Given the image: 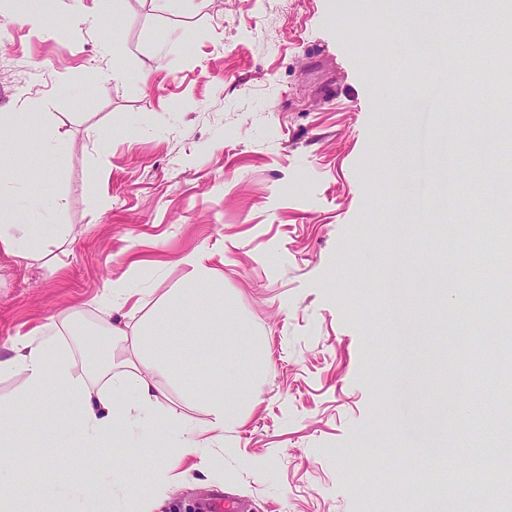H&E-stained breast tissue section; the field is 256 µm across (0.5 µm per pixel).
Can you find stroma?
Listing matches in <instances>:
<instances>
[{"instance_id":"stroma-1","label":"stroma","mask_w":512,"mask_h":512,"mask_svg":"<svg viewBox=\"0 0 512 512\" xmlns=\"http://www.w3.org/2000/svg\"><path fill=\"white\" fill-rule=\"evenodd\" d=\"M27 8L0 0V113H36L57 150L7 134L21 180L0 212L67 237L40 244L42 263L0 258V347L61 320L73 348L113 317L170 332L180 371L154 383L198 425L181 379L223 347L227 399L260 396L206 470L184 465L164 512L224 496L251 512H473L406 481L432 460L475 474L447 443L463 414L436 419L427 398L453 344L434 289L462 273L422 222L442 97L399 98L408 48L365 25L424 20L421 0H56L36 25ZM191 254L224 290L223 324L165 313ZM117 282L141 306L104 307ZM46 397L17 407L0 460L37 458L68 488L111 482L112 512L156 486L157 465L126 474L121 445L63 443L45 423L76 413L55 385Z\"/></svg>"}]
</instances>
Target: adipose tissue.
Returning a JSON list of instances; mask_svg holds the SVG:
<instances>
[{"label": "adipose tissue", "instance_id": "obj_1", "mask_svg": "<svg viewBox=\"0 0 512 512\" xmlns=\"http://www.w3.org/2000/svg\"><path fill=\"white\" fill-rule=\"evenodd\" d=\"M46 233L61 237L65 230L60 224H17L1 214L0 255L18 262L38 259L32 241ZM185 263L189 268L187 285L170 299L169 311L176 314L190 304L203 315H212L215 306L224 302L223 289L212 286L210 269L195 257H186ZM101 331L108 336L110 347L94 383L74 374L71 349L49 331L38 340L11 344L8 356H0V376L22 374L23 390L16 401L38 407L46 403L48 382H55L77 413L76 420L59 422L57 429L72 447L86 454L97 453L120 434L133 450L124 460L127 472L137 471L151 451L156 454L164 482L188 458L195 459L197 469H206L207 448L223 437L226 425L237 421L235 408L224 401L223 355L212 356L205 371L188 378L184 385L189 397L207 406L209 419L198 426L165 410L154 392L153 376L173 367L171 340L145 344L136 361L126 363L122 360L128 340L124 323L108 322Z\"/></svg>", "mask_w": 512, "mask_h": 512}]
</instances>
